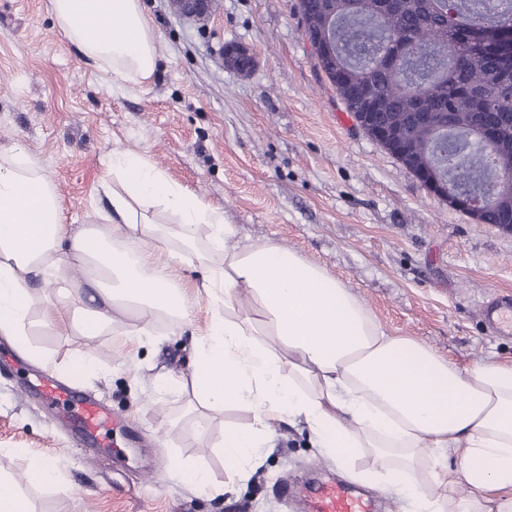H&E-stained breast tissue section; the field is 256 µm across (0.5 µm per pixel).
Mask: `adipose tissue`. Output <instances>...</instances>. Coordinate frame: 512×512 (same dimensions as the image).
Here are the masks:
<instances>
[{
	"label": "adipose tissue",
	"mask_w": 512,
	"mask_h": 512,
	"mask_svg": "<svg viewBox=\"0 0 512 512\" xmlns=\"http://www.w3.org/2000/svg\"><path fill=\"white\" fill-rule=\"evenodd\" d=\"M63 36L121 82L154 73L157 39L140 0H50ZM111 34L93 38L94 24ZM114 217L72 228L55 187L22 142L0 155V335L33 361L29 312L95 336L135 316L137 336L155 322L188 324L195 302L212 315L189 376H168L155 397L190 391L197 411L247 407L248 425L225 427L220 446L247 477L278 424H304L318 448L354 481L386 482L410 512H512V366L460 368L428 346L386 331L324 268L286 246L241 243L234 225L145 157L104 162ZM81 265L92 306L65 315L33 293L39 278L67 282ZM204 271L186 289L178 271ZM42 456L23 476L0 471V512H35L29 489L55 482Z\"/></svg>",
	"instance_id": "adipose-tissue-1"
}]
</instances>
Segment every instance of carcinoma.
Instances as JSON below:
<instances>
[{
	"label": "carcinoma",
	"mask_w": 512,
	"mask_h": 512,
	"mask_svg": "<svg viewBox=\"0 0 512 512\" xmlns=\"http://www.w3.org/2000/svg\"><path fill=\"white\" fill-rule=\"evenodd\" d=\"M336 93L372 112L410 171L479 189L481 224H512V50L478 52L468 35L512 31V0H306L300 16Z\"/></svg>",
	"instance_id": "1"
}]
</instances>
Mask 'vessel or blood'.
Segmentation results:
<instances>
[{"mask_svg":"<svg viewBox=\"0 0 512 512\" xmlns=\"http://www.w3.org/2000/svg\"><path fill=\"white\" fill-rule=\"evenodd\" d=\"M486 328L498 335H512V293L487 299L481 309ZM42 401L64 418L74 421L85 439L98 441L109 437L120 425L119 417L107 411L95 398L75 392L59 381L43 380L35 387ZM312 512H372L368 499L351 492L342 484L320 485L311 502Z\"/></svg>","mask_w":512,"mask_h":512,"instance_id":"obj_1","label":"vessel or blood"}]
</instances>
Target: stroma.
I'll return each mask as SVG.
<instances>
[{"instance_id":"stroma-1","label":"stroma","mask_w":512,"mask_h":512,"mask_svg":"<svg viewBox=\"0 0 512 512\" xmlns=\"http://www.w3.org/2000/svg\"><path fill=\"white\" fill-rule=\"evenodd\" d=\"M158 37L143 84L116 83L57 28L49 0H0V153L23 142L56 188L71 224L102 222L104 158L134 151L220 210L243 243L275 242L350 288L387 330L449 362L512 366V335L484 327L480 307L512 292V233L476 223L433 195L372 140L312 57L296 0H214L206 23L169 0H140ZM254 59L229 67L228 46ZM208 317L194 306L188 333L135 321L86 336L30 313L35 363L0 336V470L22 473L41 455L61 484L31 489L37 512H306L309 485L336 478L306 431L278 424L249 476L232 477L215 441L246 425L243 408L190 412L185 396L150 394L157 375H189ZM94 368L77 370L79 357ZM94 396L127 421L117 446L80 448L69 423L35 394L36 376ZM205 470L216 492L169 478ZM291 494H284V487Z\"/></svg>"}]
</instances>
